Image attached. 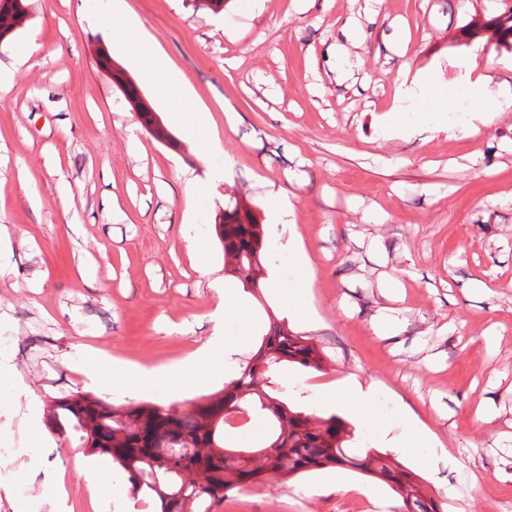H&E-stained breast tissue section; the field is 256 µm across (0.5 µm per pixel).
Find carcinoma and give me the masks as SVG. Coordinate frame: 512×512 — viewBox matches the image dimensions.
Returning a JSON list of instances; mask_svg holds the SVG:
<instances>
[{
  "mask_svg": "<svg viewBox=\"0 0 512 512\" xmlns=\"http://www.w3.org/2000/svg\"><path fill=\"white\" fill-rule=\"evenodd\" d=\"M26 15V0H0L1 44L22 28L17 20ZM96 54L113 84L127 88L141 123H153L158 114L107 47L99 45ZM214 231L228 273L244 290H260L268 277L263 225L237 203ZM284 366L319 371L321 353L309 338L275 322L237 377L188 409L177 403L115 405L77 391L53 398L49 417L61 442L111 457L127 475L132 497L159 512H214L233 489L327 468L350 469L388 487L401 498L402 512H443L408 468L379 451L347 446L351 431L343 418L309 413L284 390L271 388L268 378ZM239 415L259 422L262 432L230 443L225 426ZM258 456L261 465L253 464Z\"/></svg>",
  "mask_w": 512,
  "mask_h": 512,
  "instance_id": "carcinoma-1",
  "label": "carcinoma"
}]
</instances>
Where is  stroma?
Masks as SVG:
<instances>
[{"mask_svg": "<svg viewBox=\"0 0 512 512\" xmlns=\"http://www.w3.org/2000/svg\"><path fill=\"white\" fill-rule=\"evenodd\" d=\"M225 0H124L210 110L223 154L203 156L171 126L179 149L153 139L95 63L111 32L82 21L83 0H27L28 19L0 44V65L37 39L36 65L0 90V230L15 239L0 261V512H88L73 444L47 424L49 398L89 392L110 402H186L223 377L171 391L168 374L212 333L224 273L214 233L220 209L249 205L267 238L270 274H299L295 238L313 271L316 321L292 324L323 354L321 371L273 378L320 410L324 389L356 374L372 383L371 419L354 446L411 417L419 452L437 446L458 462L397 460L422 477L444 512H512V112L476 136L451 110L469 100L460 61H477L512 87V39L486 20L512 0H264L251 18ZM407 45L405 54L393 44ZM353 75H336L344 65ZM436 69L432 93L408 101L404 123L448 113L449 132L383 138L400 69ZM225 170L213 193L187 199L184 182ZM26 170L36 204L23 201ZM283 190L291 225L272 224L266 192ZM92 263L90 279L79 267ZM393 316L396 333L372 322ZM156 375L132 394L83 374L87 352ZM342 478L344 489L334 480ZM398 512L386 487L348 470L228 492L216 512Z\"/></svg>", "mask_w": 512, "mask_h": 512, "instance_id": "stroma-1", "label": "stroma"}]
</instances>
